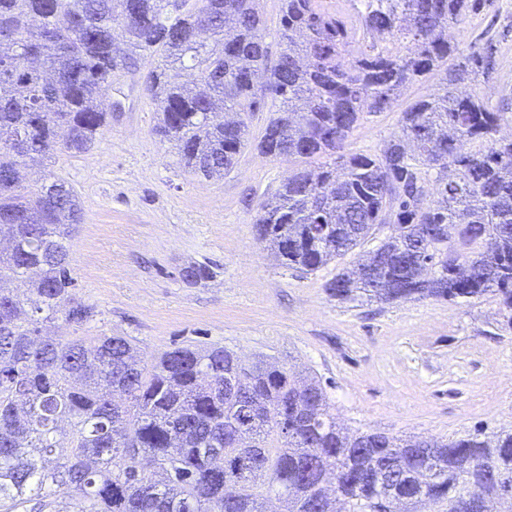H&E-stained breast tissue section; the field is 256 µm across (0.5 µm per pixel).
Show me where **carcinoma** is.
<instances>
[{"label":"carcinoma","instance_id":"cac0c4a2","mask_svg":"<svg viewBox=\"0 0 512 512\" xmlns=\"http://www.w3.org/2000/svg\"><path fill=\"white\" fill-rule=\"evenodd\" d=\"M278 63L268 66L266 21L256 0H0V222L14 248L0 252V504L40 512L54 486L73 512H499L512 483V430L448 442L349 434L329 412L319 381L262 361L243 377L222 347H175L142 367L128 336L60 339L40 324L83 325L94 308L75 295L69 241L83 212L62 180L25 190L10 174L57 149L89 150L112 111L102 88L116 71L135 75L161 112L160 132L185 167L222 177L246 148L245 116L270 95L279 107L257 148L305 162L255 221V239L289 267L314 272L372 239L395 233L375 274L342 268L330 296L381 302L497 298L512 329V140L492 138L500 112L458 91L487 77L497 47L462 50L448 27L492 0H368L361 27L413 47L344 62L352 35L321 0H280ZM191 62L200 87L181 81ZM448 64L443 94L403 112L401 135L378 155L344 153L366 112ZM481 148L461 152L463 142ZM437 171L439 199L418 189ZM458 263L448 262V253ZM435 277L418 282L423 261ZM7 282L30 286L20 296ZM66 425L67 443L55 435ZM276 435L279 446H268ZM142 458L150 475L135 472Z\"/></svg>","mask_w":512,"mask_h":512}]
</instances>
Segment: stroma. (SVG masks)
I'll return each instance as SVG.
<instances>
[{
	"label": "stroma",
	"instance_id": "35a3bbf8",
	"mask_svg": "<svg viewBox=\"0 0 512 512\" xmlns=\"http://www.w3.org/2000/svg\"><path fill=\"white\" fill-rule=\"evenodd\" d=\"M493 3L450 27L448 39L464 48L483 33L494 37L495 71L464 89L500 110L497 135L512 139V0ZM442 77L427 73L389 109L365 115L347 151L381 153L409 105L443 91ZM103 100L122 109L89 151H60L23 173L29 187L64 180L83 208L71 270L78 298L96 315L81 326L56 320L45 333L133 337L146 367L165 350L215 344L248 364L304 369L350 433L449 440L512 429V330L502 329L496 299L339 301L324 285L357 253L307 274L257 242L261 204L301 166L254 147L274 102L250 117L252 146L234 168L204 179L156 134L160 114L138 77L113 74ZM201 264L214 278L186 280L184 269Z\"/></svg>",
	"mask_w": 512,
	"mask_h": 512
}]
</instances>
